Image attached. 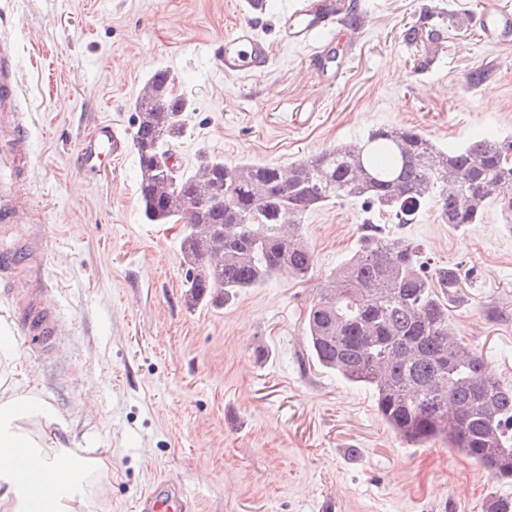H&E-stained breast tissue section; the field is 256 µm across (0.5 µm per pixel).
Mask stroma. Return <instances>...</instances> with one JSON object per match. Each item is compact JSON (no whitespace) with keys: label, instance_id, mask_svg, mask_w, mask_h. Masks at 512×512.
<instances>
[{"label":"stroma","instance_id":"1","mask_svg":"<svg viewBox=\"0 0 512 512\" xmlns=\"http://www.w3.org/2000/svg\"><path fill=\"white\" fill-rule=\"evenodd\" d=\"M359 2L355 44L321 36L342 52L328 91L308 48L283 43L278 9L254 13L247 0H0L31 150L29 203L17 219L45 232L46 301L65 327L49 362L33 363L16 342L13 359L0 358V383L31 389L56 411L59 447L102 460L75 512H138L160 476L183 485L190 512H484L488 498L512 499V483L443 444L409 446L371 391L311 358L305 305L356 250L359 202L306 218L315 255L307 281L278 276L226 306L191 309L184 227L144 221L134 149L89 174L78 167V145L97 122L130 136L132 103L161 68L193 103L191 136L176 147L189 173L202 151L284 166L380 126L416 127L443 148L512 136V35L485 39L474 23L485 0ZM426 14L443 24V39L407 45L404 29ZM241 21L256 24L273 58L232 76L219 51ZM477 70L484 79L474 87ZM318 97L320 111L296 112ZM385 232L458 268L448 320L512 388V230L494 205L480 224L455 228L425 210Z\"/></svg>","mask_w":512,"mask_h":512}]
</instances>
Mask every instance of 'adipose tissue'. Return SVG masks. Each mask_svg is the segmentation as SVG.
Masks as SVG:
<instances>
[{"label": "adipose tissue", "mask_w": 512, "mask_h": 512, "mask_svg": "<svg viewBox=\"0 0 512 512\" xmlns=\"http://www.w3.org/2000/svg\"><path fill=\"white\" fill-rule=\"evenodd\" d=\"M57 413L31 391L18 387L0 390V512H74V502L89 469L83 459L50 442L45 430L56 425ZM36 454L56 475L48 502L10 467L12 454Z\"/></svg>", "instance_id": "obj_1"}]
</instances>
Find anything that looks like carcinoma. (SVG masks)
Masks as SVG:
<instances>
[{"instance_id": "1", "label": "carcinoma", "mask_w": 512, "mask_h": 512, "mask_svg": "<svg viewBox=\"0 0 512 512\" xmlns=\"http://www.w3.org/2000/svg\"><path fill=\"white\" fill-rule=\"evenodd\" d=\"M429 20L405 28L404 41L441 40V27L423 29ZM173 84L164 69L146 79L131 144L144 220L186 224V305L222 307L281 274L308 279L315 258L301 231L306 217L331 201L361 202L368 217L357 250L307 304L311 356L372 390L381 418L406 443L441 442L512 480V389L448 321L457 269L429 264L421 244L392 238L372 220L406 224L432 206L442 223L460 228L482 223L489 201L511 229L512 138L488 135L448 151L414 127H378L286 167L201 153L189 175L163 160L189 133L192 102ZM212 186L224 188V202H201Z\"/></svg>"}]
</instances>
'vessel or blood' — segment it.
Listing matches in <instances>:
<instances>
[{
    "label": "vessel or blood",
    "mask_w": 512,
    "mask_h": 512,
    "mask_svg": "<svg viewBox=\"0 0 512 512\" xmlns=\"http://www.w3.org/2000/svg\"><path fill=\"white\" fill-rule=\"evenodd\" d=\"M307 13L311 14L310 8L303 0H292L290 7L283 10L284 42L307 43L315 35L335 29L334 5H326L319 14H313V24L299 25V18ZM479 27L488 38L512 31V12L501 9L496 0H488L479 17ZM15 50L12 38L0 32V164L16 163L19 151L28 146L26 115L15 107L18 85L11 69ZM220 60L225 73L242 75L269 67L272 52L254 25L244 23L225 39ZM123 144V137L111 122H100L93 133L79 144L82 171H93L111 162L121 153ZM18 195L14 182L0 176V280L10 285L24 269L49 260L48 245L43 237L31 235L10 242L5 239L15 222L17 208L14 201ZM14 318L19 331L27 337L34 357L43 362L51 360L62 334V325L55 311L44 306L40 296L36 295L28 306L17 308ZM140 506L141 512H189V502L182 489L167 479L154 483L141 497Z\"/></svg>",
    "instance_id": "b4317fda"
}]
</instances>
